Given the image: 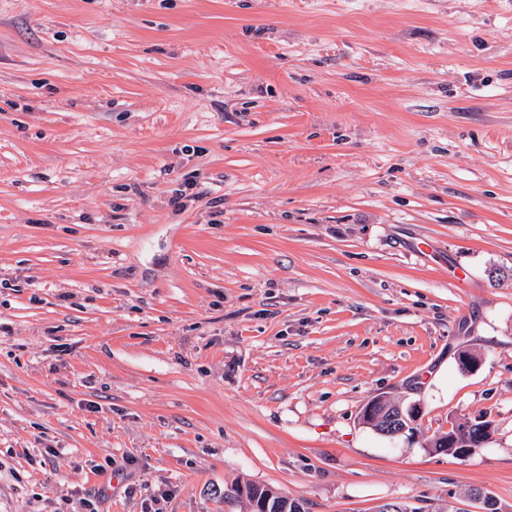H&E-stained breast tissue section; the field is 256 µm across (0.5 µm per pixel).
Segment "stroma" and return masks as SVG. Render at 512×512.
Listing matches in <instances>:
<instances>
[{
    "label": "stroma",
    "mask_w": 512,
    "mask_h": 512,
    "mask_svg": "<svg viewBox=\"0 0 512 512\" xmlns=\"http://www.w3.org/2000/svg\"><path fill=\"white\" fill-rule=\"evenodd\" d=\"M245 484L512 512V0H0V512ZM405 420L407 416L400 406L382 399L370 401L361 413V421L364 425L387 436L400 435L404 432L407 428L402 426Z\"/></svg>",
    "instance_id": "obj_1"
}]
</instances>
